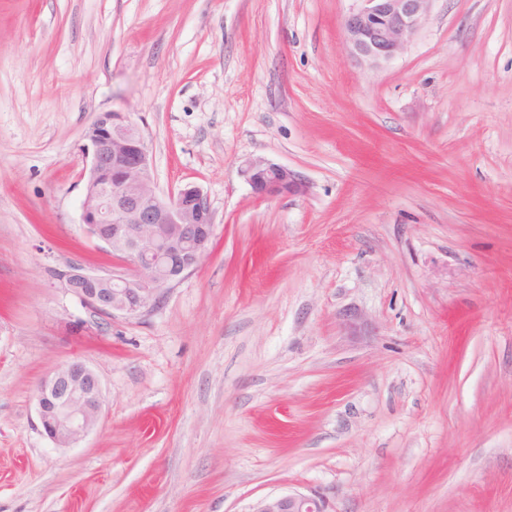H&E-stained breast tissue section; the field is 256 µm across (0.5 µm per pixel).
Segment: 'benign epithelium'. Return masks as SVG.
Masks as SVG:
<instances>
[{
	"mask_svg": "<svg viewBox=\"0 0 512 512\" xmlns=\"http://www.w3.org/2000/svg\"><path fill=\"white\" fill-rule=\"evenodd\" d=\"M343 30L352 53L386 61L419 27L432 0H360ZM90 157L81 221L121 261L112 272L70 264L61 287L95 313L135 317L156 306L164 292L194 269L214 235L208 196L193 184L164 197L156 186L140 128L124 112L100 113L86 133ZM254 195L272 199L301 194L305 185L286 166L263 158L242 169ZM37 412L45 435L60 448L79 443L98 423L102 385L83 361L66 362L38 384ZM252 512H328L315 495L288 492L261 499Z\"/></svg>",
	"mask_w": 512,
	"mask_h": 512,
	"instance_id": "1",
	"label": "benign epithelium"
}]
</instances>
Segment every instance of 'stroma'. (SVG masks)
<instances>
[{
  "label": "stroma",
  "instance_id": "stroma-1",
  "mask_svg": "<svg viewBox=\"0 0 512 512\" xmlns=\"http://www.w3.org/2000/svg\"><path fill=\"white\" fill-rule=\"evenodd\" d=\"M359 0H0V512H512V0H433L357 59ZM120 110L215 236L108 319L57 274L120 261L81 223L85 134ZM262 157L300 196L261 199ZM78 359L101 419L43 434ZM241 171L259 198L272 199L305 191V185L293 170L263 158L250 160ZM36 401L45 435L57 447L71 448L100 419L101 381L93 369L74 359L58 366L40 381ZM251 512H328L324 501L315 495L288 492L266 497Z\"/></svg>",
  "mask_w": 512,
  "mask_h": 512
}]
</instances>
